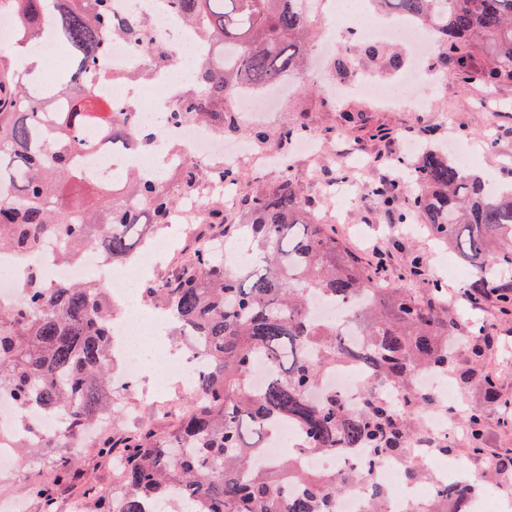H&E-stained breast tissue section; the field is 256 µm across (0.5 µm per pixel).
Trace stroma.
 I'll use <instances>...</instances> for the list:
<instances>
[{"label":"stroma","instance_id":"35a3bbf8","mask_svg":"<svg viewBox=\"0 0 512 512\" xmlns=\"http://www.w3.org/2000/svg\"><path fill=\"white\" fill-rule=\"evenodd\" d=\"M415 91L430 96L429 111L417 112L402 105L388 108L359 97L330 104L323 101L311 82L295 86L287 108L269 113L263 121V128L269 131L303 125L320 136L326 158L292 155L290 173L301 193L318 205L323 223L334 224L335 217L333 209L324 203L326 186L338 181L373 184L394 176L396 160L411 164L417 159L416 154H404V144L422 143L427 135L437 145L451 139L460 141L476 158L474 171L486 178L499 171L503 183H512V83L490 86L466 82L454 71L442 68L437 75L426 76ZM396 218V211L372 204L351 206L341 224H335L336 235L352 251L368 254L379 245L397 259L413 248H421L428 256L425 274L412 280L411 286L423 291L435 280L446 249L425 234L396 236L392 229ZM450 286L448 307L456 318V335H466L471 323L479 320L490 335L512 336V317L498 315L494 302L474 308L463 302L464 282L454 280ZM136 386V391L125 395L124 413L108 427V434L117 436L144 424L161 432L170 431L178 423L182 407L160 413L144 397L152 388L151 379H139ZM50 472V464L35 461L0 473V500L17 497L24 501V512H41L40 500L26 494L24 485L43 482Z\"/></svg>","mask_w":512,"mask_h":512}]
</instances>
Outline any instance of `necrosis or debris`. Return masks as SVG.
I'll list each match as a JSON object with an SVG mask.
<instances>
[{"instance_id": "1", "label": "necrosis or debris", "mask_w": 512, "mask_h": 512, "mask_svg": "<svg viewBox=\"0 0 512 512\" xmlns=\"http://www.w3.org/2000/svg\"><path fill=\"white\" fill-rule=\"evenodd\" d=\"M309 13L324 25L327 39H348L358 36L364 43L399 41L413 50L412 59L399 79L417 82L423 61L436 49V42L416 23L397 15L380 18L369 0H361L356 11L344 8V0H308ZM112 12L121 20H143L150 37L167 44L172 50L171 64L151 73V90L128 84V74L138 68H149L150 54L140 46L124 39L113 40L103 61L102 68L109 74L108 82L99 84L101 95L114 104L132 110L135 128L141 135L151 137L149 153H127L113 157L103 147L80 150L77 164L86 174L99 181H109L112 171L119 166H134L147 172L155 167V160L164 157L177 160L191 157L202 162H219L226 167H239L252 158V146L240 139L218 134L205 125L184 123L173 125L168 121L180 99L183 86L191 73L208 56L210 47L198 37L196 28L185 24L173 14L165 0H112ZM324 94H356L373 98L385 105H394L390 88L382 79L363 74L349 81L335 79L324 70L313 73ZM59 242L55 236H45L38 252L18 254L0 252V304L13 306L21 302L26 292L23 288L29 277H37L51 284H68L82 281L106 289L115 301L121 302L124 314L113 323L116 335L115 351L123 361L125 379H135L151 354V347L143 345L139 336L145 326H152L155 333L166 331L169 319L163 311L148 313L144 307L141 282L130 273L103 259L98 250H85L79 261L63 262L58 258ZM415 382L430 389L440 400V406L429 415L426 430L435 440L455 438L459 428L460 411L454 397L456 391L446 378L423 369ZM365 375L354 360L340 361L323 373L322 389L334 390L341 395L349 408H359ZM364 463V451L345 448L334 454H302L298 467L315 472L343 473L359 468ZM429 468L434 481L416 483L407 476L410 464ZM480 474L471 458L451 457L437 453L423 442L413 443L401 457L384 459L375 464L367 480L348 482L345 492L335 502L336 512H367V502L375 491L385 494V512H413L415 505L432 501L437 487L452 489L448 499L449 512H512V497L494 499L475 490ZM465 488V495H458V488Z\"/></svg>"}]
</instances>
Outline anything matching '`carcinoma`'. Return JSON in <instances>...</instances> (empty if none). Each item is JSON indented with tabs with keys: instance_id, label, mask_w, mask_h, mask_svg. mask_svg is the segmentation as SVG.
<instances>
[{
	"instance_id": "1",
	"label": "carcinoma",
	"mask_w": 512,
	"mask_h": 512,
	"mask_svg": "<svg viewBox=\"0 0 512 512\" xmlns=\"http://www.w3.org/2000/svg\"><path fill=\"white\" fill-rule=\"evenodd\" d=\"M305 2L167 0L188 23L204 20L199 35L213 50L169 121L214 125L223 134L266 143L270 134L244 130L235 113L224 109V97L302 72L311 21ZM376 2L385 12L425 26L440 43L441 65L464 79L512 81V0ZM2 8L15 24L17 49L35 43L40 26H50L69 68L48 80L44 71L19 61L0 63V250L31 254L52 234L61 241L63 261L95 248L121 267L145 244L143 216L156 227L171 224L180 199L204 193L213 181L240 182L233 169L185 162L175 197L161 175L132 167L125 174V193L95 210L80 196L63 201L60 192L71 178L100 196L111 194L108 185L73 164L78 149L96 145L84 140L85 130H96L101 141L136 146L131 110L95 98L84 77L108 53L113 38L142 43L145 25L116 21L112 0H0ZM476 52L488 59L480 71L470 68ZM357 54L385 69L402 67L401 57L387 48L360 43ZM410 177L417 185L414 195L396 177L372 186L376 204L401 209L404 224L419 219L435 240L469 263L475 306L491 296L500 314L512 316V291L500 284L501 274L512 269V187L490 190L484 178L432 146ZM241 206L251 222L230 231L254 246L243 264L225 267L222 244L202 242L187 271L143 288L146 301L164 305L175 334L201 361L203 372L174 433L162 435L145 424L100 443L98 453L116 460L117 483L106 496L84 484L83 493L98 503V512H144L145 499L163 504L173 488L183 512H334L346 484L367 477L368 470L339 478L298 474L300 489L291 495L280 478L294 473V460L279 461L273 473L254 470L266 428L274 419L292 423L311 453L363 448L372 463L397 457L422 434L421 417L435 403L432 393L414 384L421 369L475 386L512 426V400L502 396L496 371L485 363V348H470L479 372L456 365V323L441 283L432 282L420 295L383 287L377 266L312 218L314 204L299 194L288 172L243 197ZM25 288L26 305L0 309V393L23 414L35 403L59 418L58 432L37 447L16 444L22 463L55 462L50 482L28 484L26 490L41 500L42 512H56L55 489L80 477L76 455L64 448L87 426L121 412L119 401L129 387L114 376V307L105 289L39 278ZM313 293L343 301L370 297L357 317L360 339L348 340L334 324L314 323L307 313ZM260 356L271 374L255 393L249 375ZM347 357L370 370L361 408H345L334 391L311 401L322 366ZM380 383L403 387L414 407L397 409L379 398ZM484 423L483 407L466 412L464 444L474 453L484 452ZM488 474L512 478V449L495 457Z\"/></svg>"
}]
</instances>
